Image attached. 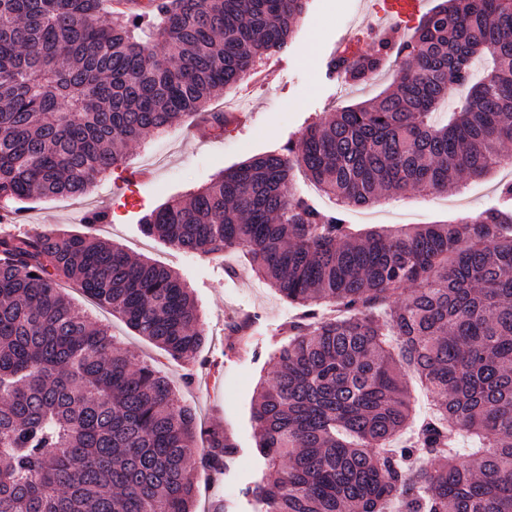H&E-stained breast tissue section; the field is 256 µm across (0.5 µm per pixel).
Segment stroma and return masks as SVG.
I'll return each instance as SVG.
<instances>
[{
  "label": "stroma",
  "mask_w": 512,
  "mask_h": 512,
  "mask_svg": "<svg viewBox=\"0 0 512 512\" xmlns=\"http://www.w3.org/2000/svg\"><path fill=\"white\" fill-rule=\"evenodd\" d=\"M383 2L308 0L306 13L287 48L262 64L263 69L274 70V79L249 91L241 85L224 90L212 104L213 110L230 115L249 113V122L230 123L223 137L214 139L199 136L197 120L191 117L166 133H150L129 143L125 149L127 168H146L152 173L151 179L136 185L134 192L121 186L119 175H106L79 197L19 202V222L0 224V236L53 231L106 239L131 256L170 267L185 279L206 332L201 361L194 365L167 358L77 288L65 286L63 293L91 319L108 326L135 362L158 363L171 379L181 404L192 408L203 426L219 428L237 443L238 454L225 476L197 471L196 512H210L214 502L223 500L233 502L237 512H253L243 496L245 485L261 474L250 420L252 396L259 383L271 376V353L284 341L279 330L296 310L254 275L243 253L212 259L182 252L143 234L139 219L146 210L196 191L223 170L299 141L312 122L394 89L396 66L392 63L361 85H345L325 75L331 51L365 18L376 17ZM504 154V163L484 179L458 176L447 193L398 194L374 206L372 216L351 210L347 220L364 229L392 227L399 221L430 224L477 212L495 198L500 183L512 181V144L505 147ZM94 210L111 211V222L87 223L86 214ZM251 313L259 316L252 335L238 346L234 356H226L227 325Z\"/></svg>",
  "instance_id": "35a3bbf8"
}]
</instances>
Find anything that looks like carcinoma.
<instances>
[{
	"label": "carcinoma",
	"instance_id": "obj_1",
	"mask_svg": "<svg viewBox=\"0 0 512 512\" xmlns=\"http://www.w3.org/2000/svg\"><path fill=\"white\" fill-rule=\"evenodd\" d=\"M305 2L148 0L114 13L111 0H0V201L82 196L121 168L125 144L191 115L223 135L211 99L287 47ZM391 60L394 90L140 219L183 251L244 252L303 309L251 407L267 469L246 489L255 512H512V182L442 224L356 232L346 217L503 161L512 0H444L410 38L383 36L326 74L361 83ZM296 167L330 206L287 194ZM61 282L173 359L204 345L177 272L80 235L1 237L0 512H195L197 416ZM410 372L431 397L424 416ZM208 443L201 465L221 476L237 445L215 427Z\"/></svg>",
	"mask_w": 512,
	"mask_h": 512
}]
</instances>
